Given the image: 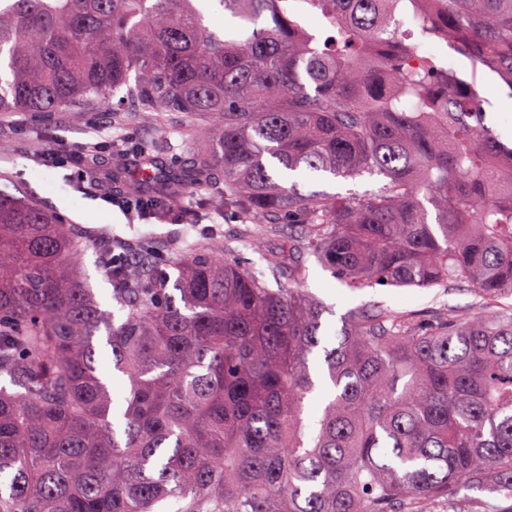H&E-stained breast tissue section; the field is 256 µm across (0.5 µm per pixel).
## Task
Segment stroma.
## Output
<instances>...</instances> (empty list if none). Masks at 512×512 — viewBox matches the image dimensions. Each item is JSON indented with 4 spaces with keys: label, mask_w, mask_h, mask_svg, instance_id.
I'll list each match as a JSON object with an SVG mask.
<instances>
[{
    "label": "stroma",
    "mask_w": 512,
    "mask_h": 512,
    "mask_svg": "<svg viewBox=\"0 0 512 512\" xmlns=\"http://www.w3.org/2000/svg\"><path fill=\"white\" fill-rule=\"evenodd\" d=\"M402 29L411 45L447 59L455 75L480 100L487 126L512 148V88L489 69L474 67L453 44L424 37L411 16H404ZM187 135L182 113H166L159 125L135 117L120 123L108 102L81 112H55L47 117L0 112V139L10 145L8 151L0 153V189L9 193L22 190L29 200L51 211L63 223L76 227L86 245L84 266L91 275L98 301L106 309L111 306V286L96 270L101 257L113 252L132 255L147 242L157 247V263L166 271L171 270L182 252L216 241L224 242L242 266L267 270L270 260L281 254L288 224H279L277 233L272 234L263 225L245 222L236 209H225L215 218L209 207L202 204L191 220L177 222L169 216L142 218L112 206L107 192L93 183L90 174L80 173L69 164L56 166L46 157L47 151L74 142L99 143L103 146L100 156L108 162L116 144L135 146L152 142L158 147L159 164L170 168L186 158ZM300 285L328 306L323 319L331 330L339 327L341 315L365 303L378 302L396 312L412 311L422 316L450 307L466 316L475 301L463 286L420 289L377 285L353 290L313 262Z\"/></svg>",
    "instance_id": "1"
}]
</instances>
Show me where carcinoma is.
Wrapping results in <instances>:
<instances>
[{
    "label": "carcinoma",
    "mask_w": 512,
    "mask_h": 512,
    "mask_svg": "<svg viewBox=\"0 0 512 512\" xmlns=\"http://www.w3.org/2000/svg\"><path fill=\"white\" fill-rule=\"evenodd\" d=\"M0 0V112L114 97L147 121L205 123L176 170L120 150L108 185L155 213L212 191L288 232L269 273L222 244L100 272L72 227L0 191V512H491L512 502V153L448 66L398 39L406 11L512 86V0ZM384 177L304 192L311 176ZM314 260L350 288L466 284L478 310L369 305L325 344L294 284ZM274 284H269L266 275ZM171 287L160 288V282ZM326 390L317 422L305 410ZM384 178L381 176L364 174L354 180H344L341 178L334 179L314 177L304 182L306 191L316 190L325 191L330 194L340 193L347 195L348 193H356L359 195L376 192L383 184Z\"/></svg>",
    "instance_id": "carcinoma-1"
}]
</instances>
